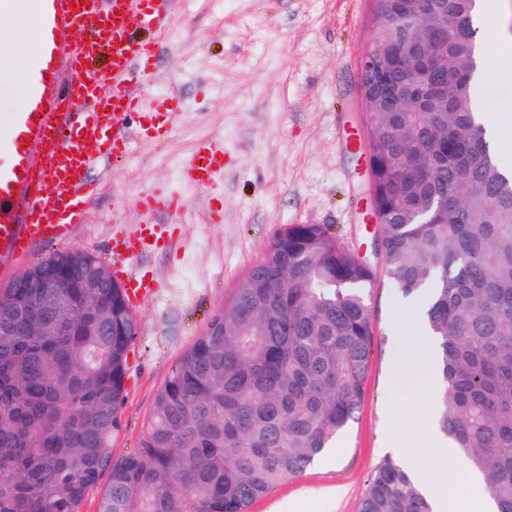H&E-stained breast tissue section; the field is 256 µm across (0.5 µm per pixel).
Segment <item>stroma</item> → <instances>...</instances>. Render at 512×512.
Masks as SVG:
<instances>
[{
	"mask_svg": "<svg viewBox=\"0 0 512 512\" xmlns=\"http://www.w3.org/2000/svg\"><path fill=\"white\" fill-rule=\"evenodd\" d=\"M374 37L370 0H176L156 68V92L174 91L181 117L164 147L132 140L123 163L101 162L84 224L70 240L37 245L35 263L69 251L94 253L111 272L136 266L153 294L133 306L137 337L128 361L122 429L115 454L134 452L143 421L174 361L202 336L292 224H320L348 248L381 265L366 212L367 164L357 146L367 136L361 63ZM230 157L224 193L184 186L178 166L204 143ZM181 193L185 209L158 225L165 246L128 263L112 238L140 223L129 199L156 188ZM222 200L224 221L205 215ZM373 327L364 403L335 451L288 478L249 512H361L371 476L390 452L385 438L414 446L433 478L457 456L421 448L420 424L435 402L424 377L395 381L396 361L416 325L385 275L368 292ZM405 408L402 416L391 405Z\"/></svg>",
	"mask_w": 512,
	"mask_h": 512,
	"instance_id": "1",
	"label": "stroma"
}]
</instances>
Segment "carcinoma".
<instances>
[{"mask_svg": "<svg viewBox=\"0 0 512 512\" xmlns=\"http://www.w3.org/2000/svg\"><path fill=\"white\" fill-rule=\"evenodd\" d=\"M409 2H372L391 80L408 60L447 65L428 113H367L375 247L403 300L429 292L439 431L483 474L496 512H512V174L476 112L478 0H433L420 19ZM447 16L464 35L444 34ZM36 273L0 288V512H81L104 476L98 512H248L330 452L365 400L377 271L321 224L273 240L173 363L123 456L112 438L137 330L123 289L62 288L47 308L27 287ZM53 317L65 335L40 333ZM361 512L433 508L387 457Z\"/></svg>", "mask_w": 512, "mask_h": 512, "instance_id": "1", "label": "carcinoma"}]
</instances>
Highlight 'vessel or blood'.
Instances as JSON below:
<instances>
[{
	"label": "vessel or blood",
	"instance_id": "obj_1",
	"mask_svg": "<svg viewBox=\"0 0 512 512\" xmlns=\"http://www.w3.org/2000/svg\"><path fill=\"white\" fill-rule=\"evenodd\" d=\"M32 16L36 54L31 60L29 103L11 115L9 131H0V277L28 256L34 242L70 239L85 221L95 189L91 171L104 157L125 159L131 137L145 143L167 140L177 108L172 97L144 105L138 87L155 80L158 43L138 40L137 28L167 33L173 0H38ZM107 53L98 65L94 48ZM143 113L137 134L119 127V117ZM225 167L224 147L208 145L183 162L181 181L207 187ZM27 195L25 211L16 195ZM136 205L143 221L136 232L118 235L114 253L141 259L160 248L154 228L162 215L177 212L181 198L149 192ZM131 303L152 293L145 277L121 275Z\"/></svg>",
	"mask_w": 512,
	"mask_h": 512
}]
</instances>
